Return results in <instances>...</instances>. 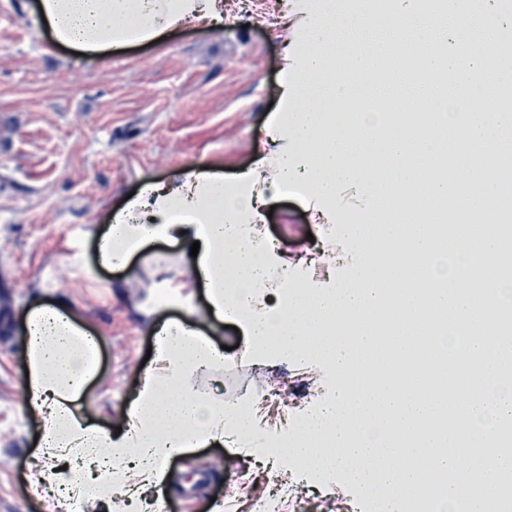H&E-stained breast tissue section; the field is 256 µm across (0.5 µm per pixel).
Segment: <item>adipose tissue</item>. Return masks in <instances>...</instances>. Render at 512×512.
Listing matches in <instances>:
<instances>
[{"label": "adipose tissue", "mask_w": 512, "mask_h": 512, "mask_svg": "<svg viewBox=\"0 0 512 512\" xmlns=\"http://www.w3.org/2000/svg\"><path fill=\"white\" fill-rule=\"evenodd\" d=\"M445 31L429 25L425 0H394L390 17L372 27L364 13L336 6L323 24L292 7L302 35L285 53L293 64L281 78L282 108L272 129L280 144L259 167L225 182L201 165L185 167L176 180L150 182L114 213L100 238L99 259L125 265L149 241L179 245L194 280L203 282L215 318H229L249 350L294 362L309 371L326 364L336 382L296 424L302 435L323 436L329 447L321 470L343 473L351 484L376 490L379 512H403L422 499L430 475L449 481L442 494L453 506L466 490L464 471L484 472L482 499L498 496L512 477V450L498 441L512 423V379L502 373V350L512 336L485 335L489 318L512 323V237L489 228L472 239L456 225L440 229L447 198L479 215L486 202L507 195L498 170L476 165L460 143L512 151V114L480 111L452 124L457 102L479 104L480 91L512 83V54L489 65L474 38L485 20L511 29L512 12L499 0H440ZM37 19L56 44L95 58L131 45L160 42L170 30L220 26L224 0H38ZM409 49L417 62L418 97L410 104L421 134L403 128L376 139L356 133L344 111L347 100L376 61ZM323 75L324 89L308 98L300 88ZM453 167L437 168L442 154ZM325 201L340 191L364 199L384 196L387 209L377 228L352 216L336 220L352 253L318 254L327 266L353 265L354 280L337 288L298 290L294 264L258 249L254 222L267 198L289 185ZM418 212L410 223L397 213ZM391 243L381 251L379 241ZM283 290L279 302L262 305L265 288ZM395 312L392 341H405L401 360L419 375L403 384L387 376L377 320ZM28 358L27 407L42 424V448L71 457L67 469L46 466L40 482L56 490L58 512H137L142 499L162 492L168 463L213 444L252 445L259 411L236 415L223 402L198 394L195 377L224 365V353L188 321L166 320L156 328L152 362L131 399L121 434L88 421L80 402L97 371L98 340L74 320L67 303H40L29 312L21 336ZM446 373L448 390L435 392L432 376ZM463 409L474 425L449 435L436 431L440 406ZM422 462L406 468L407 460ZM467 496V495H466Z\"/></svg>", "instance_id": "adipose-tissue-1"}]
</instances>
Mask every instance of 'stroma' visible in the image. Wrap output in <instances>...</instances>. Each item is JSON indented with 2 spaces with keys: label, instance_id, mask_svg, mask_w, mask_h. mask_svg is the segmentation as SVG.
<instances>
[{
  "label": "stroma",
  "instance_id": "stroma-1",
  "mask_svg": "<svg viewBox=\"0 0 512 512\" xmlns=\"http://www.w3.org/2000/svg\"><path fill=\"white\" fill-rule=\"evenodd\" d=\"M32 3L0 0V512H58L55 494L29 482L41 425L26 406L20 329L34 303L66 301L97 337L99 370L82 409L105 427L122 423L139 388L155 321L182 315L229 348L221 371L197 376L202 393L248 406L281 390L298 411L331 381L244 356L237 333L211 319L174 243L151 241L121 271L96 262L110 213L143 182L194 164L232 182L269 154L287 5L224 0L222 29L185 27L90 61L51 47ZM272 203L262 236L291 259L307 257L325 235L312 220L314 198L288 189ZM169 469L171 488L159 498L166 512H249L253 498L293 480L285 464L265 474L228 445L195 449ZM354 500L336 474L322 491L295 488L281 512H353Z\"/></svg>",
  "mask_w": 512,
  "mask_h": 512
}]
</instances>
